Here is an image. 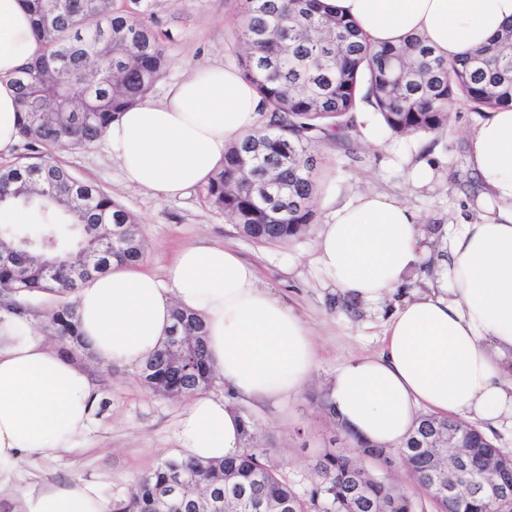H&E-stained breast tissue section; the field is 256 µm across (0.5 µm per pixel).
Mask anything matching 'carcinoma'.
Listing matches in <instances>:
<instances>
[{
    "mask_svg": "<svg viewBox=\"0 0 512 512\" xmlns=\"http://www.w3.org/2000/svg\"><path fill=\"white\" fill-rule=\"evenodd\" d=\"M33 16L36 56L15 80L19 138L38 146H89L122 112L146 97L167 64V55L142 17L114 7V0H25ZM97 24L89 26L91 19ZM239 39L244 78L261 96L267 122L256 135L231 145L206 184V198L224 211L237 232L257 243L286 242L313 218L321 141L342 144L366 105L396 136L429 134L464 100L475 110L512 108V25L495 42L453 62L434 55L420 36L374 46L356 24L324 0H244ZM252 157L246 166L243 158ZM17 204L36 216L29 224L0 221V305L27 313V298L64 295L80 281L71 276L84 247L112 234L123 243L111 260L138 263L143 245L137 219L95 186L75 179L50 160L0 167V205ZM58 272L50 279L45 267ZM181 344L166 338L146 362L143 382L168 398L208 390L217 378L206 350L202 319L177 309ZM47 326L62 340H80L75 311L59 305ZM459 439L468 462L481 469L507 453L462 419L432 413L418 417L401 444L413 484L441 512H512V499L463 492L453 505L429 481L434 464L418 450L424 432ZM245 448L221 462L166 458L140 475L114 512H234L231 492L264 500L269 512H413L406 486L366 469L361 457L379 458L381 446L352 437L360 454L326 452L314 465L309 496L282 480L245 420Z\"/></svg>",
    "mask_w": 512,
    "mask_h": 512,
    "instance_id": "carcinoma-1",
    "label": "carcinoma"
}]
</instances>
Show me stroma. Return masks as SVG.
Wrapping results in <instances>:
<instances>
[{"label": "stroma", "instance_id": "stroma-1", "mask_svg": "<svg viewBox=\"0 0 512 512\" xmlns=\"http://www.w3.org/2000/svg\"><path fill=\"white\" fill-rule=\"evenodd\" d=\"M240 6L241 0H137L134 11L150 23L168 56L149 100H162L194 68L238 65L245 52L237 38ZM480 118V113L458 101L450 107L446 125L432 134L393 136L382 129L378 115L360 113L347 144H318L320 175L313 221L304 235L279 244H257L239 236L223 211L208 203L204 187L158 199L126 185L103 142L88 147L58 145L42 149L41 154L104 191L137 218L143 267L159 273L183 247L201 242L228 245L255 264L262 281L299 311L313 331L318 351L314 381L298 397L243 403L239 409L254 422L282 477L304 493L311 488L313 464L324 450L346 451L353 446L313 396L348 360L381 351L394 310L390 300L364 308L334 291L315 262L318 228L331 209L356 194L378 191L414 208L423 227L434 230V246H441L439 229L475 219L478 212L481 190L466 188L463 182L471 176L469 138ZM432 160L441 164L440 179L423 189L414 187L412 170ZM73 357L90 370L98 393L90 431L57 457L22 461L18 483L92 481L113 504L127 498L142 473L177 456L175 431L183 403L154 394L139 372L100 367L90 351L74 352Z\"/></svg>", "mask_w": 512, "mask_h": 512}]
</instances>
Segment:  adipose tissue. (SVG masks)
I'll return each instance as SVG.
<instances>
[{"label": "adipose tissue", "instance_id": "adipose-tissue-1", "mask_svg": "<svg viewBox=\"0 0 512 512\" xmlns=\"http://www.w3.org/2000/svg\"><path fill=\"white\" fill-rule=\"evenodd\" d=\"M327 2L372 44L420 36L449 61L512 24V0ZM36 51L22 0H0V153L18 138L13 78ZM264 110L236 67H200L163 100L124 112L104 138L128 184L171 199L207 183ZM470 140L468 164L488 203L450 236L426 289L407 288L428 247L405 201L363 193L318 229L316 261L345 299L401 297L381 354L352 358L328 386L340 422L366 442L399 447L423 408L487 429L512 424V109L486 113ZM177 308L203 320L210 361L230 393L190 397L177 444L196 460L235 456L244 434L232 400L299 396L317 360L312 332L253 263L220 244L180 250L160 275L113 264L76 294L79 330L94 357L130 371L159 349ZM96 398L85 368L50 347L30 318L0 308V490L13 485L21 461L73 447L92 423ZM16 501L17 512H111L98 485L81 479L30 483Z\"/></svg>", "mask_w": 512, "mask_h": 512}]
</instances>
